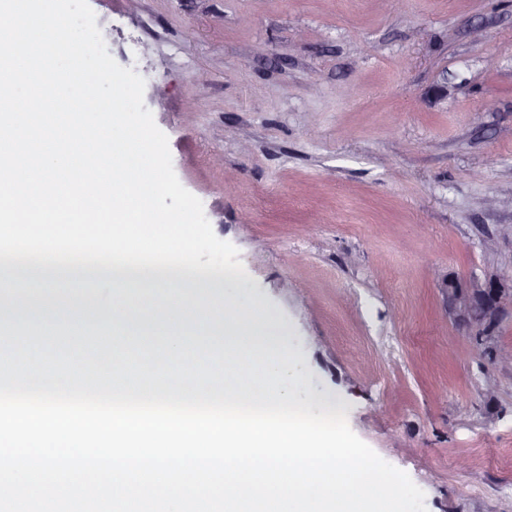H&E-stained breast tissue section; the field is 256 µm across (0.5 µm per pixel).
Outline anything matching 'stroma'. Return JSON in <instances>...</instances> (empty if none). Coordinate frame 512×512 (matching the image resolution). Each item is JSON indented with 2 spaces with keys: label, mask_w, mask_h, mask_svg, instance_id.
Wrapping results in <instances>:
<instances>
[{
  "label": "stroma",
  "mask_w": 512,
  "mask_h": 512,
  "mask_svg": "<svg viewBox=\"0 0 512 512\" xmlns=\"http://www.w3.org/2000/svg\"><path fill=\"white\" fill-rule=\"evenodd\" d=\"M89 4L298 398L344 408L426 512H512V365L448 295L512 271V0Z\"/></svg>",
  "instance_id": "1"
}]
</instances>
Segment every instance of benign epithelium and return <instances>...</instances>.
Masks as SVG:
<instances>
[{
  "label": "benign epithelium",
  "mask_w": 512,
  "mask_h": 512,
  "mask_svg": "<svg viewBox=\"0 0 512 512\" xmlns=\"http://www.w3.org/2000/svg\"><path fill=\"white\" fill-rule=\"evenodd\" d=\"M448 287L452 288L454 310L469 333L480 340L489 338L504 300H512V274L495 278L483 288L469 289L450 278Z\"/></svg>",
  "instance_id": "benign-epithelium-1"
}]
</instances>
